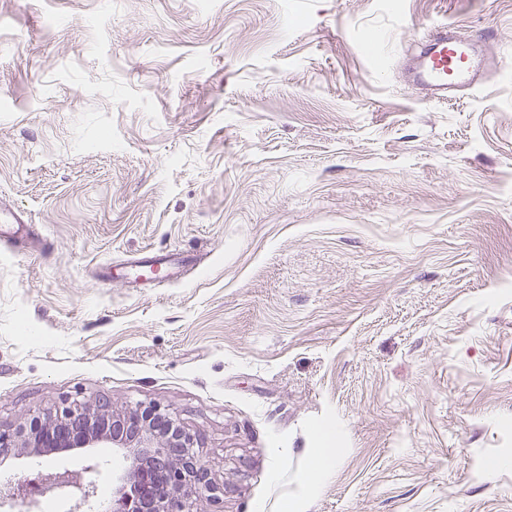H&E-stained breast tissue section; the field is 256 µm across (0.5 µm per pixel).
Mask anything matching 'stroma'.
Returning <instances> with one entry per match:
<instances>
[{
  "label": "stroma",
  "mask_w": 512,
  "mask_h": 512,
  "mask_svg": "<svg viewBox=\"0 0 512 512\" xmlns=\"http://www.w3.org/2000/svg\"><path fill=\"white\" fill-rule=\"evenodd\" d=\"M444 22L512 60V0H0V428L154 401L198 512H512V75L429 102ZM91 459L127 465L12 459L0 500ZM338 448H320L318 463L308 470L307 478L312 484L320 483L332 470L337 460Z\"/></svg>",
  "instance_id": "stroma-1"
}]
</instances>
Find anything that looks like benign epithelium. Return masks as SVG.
Wrapping results in <instances>:
<instances>
[{
  "instance_id": "benign-epithelium-1",
  "label": "benign epithelium",
  "mask_w": 512,
  "mask_h": 512,
  "mask_svg": "<svg viewBox=\"0 0 512 512\" xmlns=\"http://www.w3.org/2000/svg\"><path fill=\"white\" fill-rule=\"evenodd\" d=\"M112 448L132 464L112 486L106 512H193L196 501H213L219 487L200 455L197 433L159 403L139 401L114 409L104 400L74 399L49 415H32L13 429L0 428V458L41 450ZM76 485L73 512H81L97 484L98 463L86 466Z\"/></svg>"
}]
</instances>
